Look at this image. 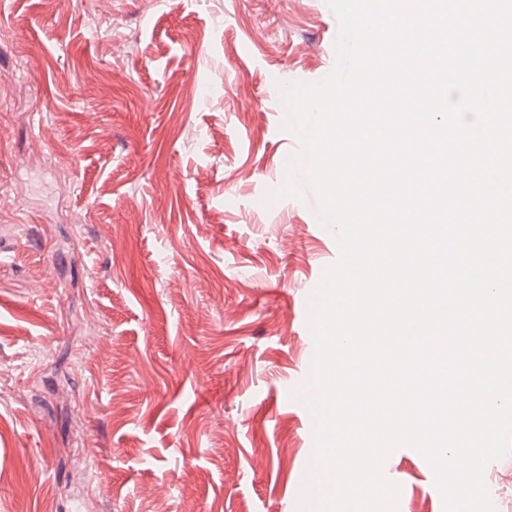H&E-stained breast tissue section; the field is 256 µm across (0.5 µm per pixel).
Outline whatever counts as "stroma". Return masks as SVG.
I'll use <instances>...</instances> for the list:
<instances>
[{
	"mask_svg": "<svg viewBox=\"0 0 512 512\" xmlns=\"http://www.w3.org/2000/svg\"><path fill=\"white\" fill-rule=\"evenodd\" d=\"M4 7L0 512H285L311 446L285 395L304 369L298 311L336 243L312 193L264 195L277 84L331 71L335 13ZM384 469L397 512H441L423 455L397 448Z\"/></svg>",
	"mask_w": 512,
	"mask_h": 512,
	"instance_id": "stroma-1",
	"label": "stroma"
}]
</instances>
